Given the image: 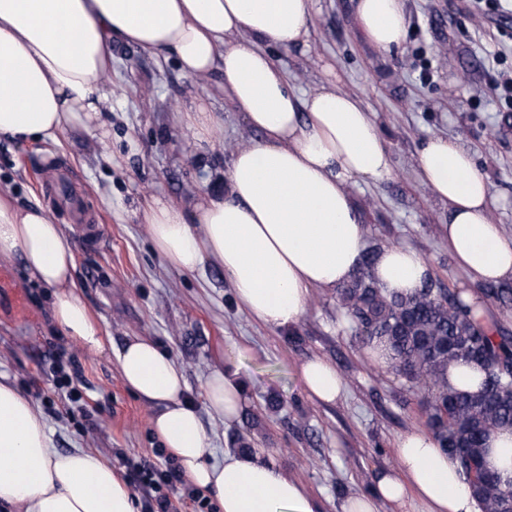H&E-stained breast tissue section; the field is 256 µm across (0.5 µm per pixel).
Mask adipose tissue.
Here are the masks:
<instances>
[{
  "label": "adipose tissue",
  "mask_w": 512,
  "mask_h": 512,
  "mask_svg": "<svg viewBox=\"0 0 512 512\" xmlns=\"http://www.w3.org/2000/svg\"><path fill=\"white\" fill-rule=\"evenodd\" d=\"M312 0H0V135L54 139L90 127L106 99L112 44L173 53L192 80L224 74L223 91L259 137L231 149L223 190L186 210L156 203L150 237L172 266L220 265L235 297L267 326L297 324L312 290H332L362 267L365 226L352 190L388 177L391 158L362 100L327 83L301 95L269 46L306 49ZM362 35L388 51L406 40L403 0H356ZM422 183L447 212L448 251L472 280L512 279V232L493 221L488 183L455 139L429 138L419 151ZM20 257L52 288V318L89 352L106 339L77 293L75 257L63 227L41 205L0 194V259ZM370 274L387 294H411L431 276L407 246L378 249ZM123 385L153 407L151 429L219 512H323L321 501L262 455L209 462L208 438L173 357L147 337L116 353ZM297 374L318 401L335 402L343 380L321 359ZM237 367L214 372L205 388L212 414L230 421L243 402ZM396 470L380 471L370 493L342 512H481L457 460L428 432L400 437ZM0 512H138L125 481L96 452L54 448L45 419L9 379L0 380Z\"/></svg>",
  "instance_id": "1"
}]
</instances>
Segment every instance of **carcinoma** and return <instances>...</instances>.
Segmentation results:
<instances>
[{
    "instance_id": "obj_1",
    "label": "carcinoma",
    "mask_w": 512,
    "mask_h": 512,
    "mask_svg": "<svg viewBox=\"0 0 512 512\" xmlns=\"http://www.w3.org/2000/svg\"><path fill=\"white\" fill-rule=\"evenodd\" d=\"M463 291L428 281L410 295H387L364 266L336 289V300L367 344H380L388 365L407 382L430 391L427 426L461 469L485 452L495 430L512 426V336L476 322ZM474 362L485 370L480 390L448 388V365ZM482 512L512 509V481L502 477L473 485Z\"/></svg>"
}]
</instances>
